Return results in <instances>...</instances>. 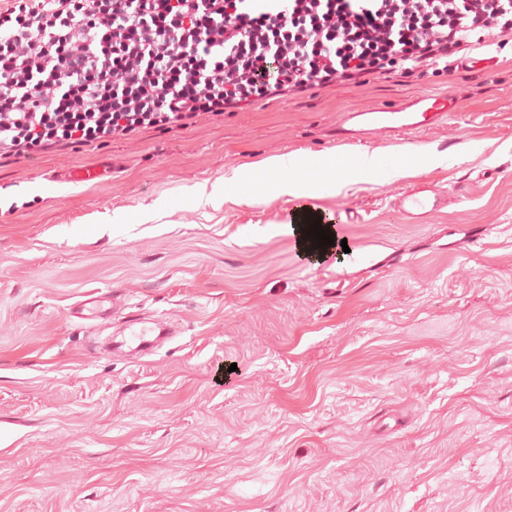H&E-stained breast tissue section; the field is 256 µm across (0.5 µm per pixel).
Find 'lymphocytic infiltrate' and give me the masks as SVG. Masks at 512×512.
I'll list each match as a JSON object with an SVG mask.
<instances>
[{
  "label": "lymphocytic infiltrate",
  "mask_w": 512,
  "mask_h": 512,
  "mask_svg": "<svg viewBox=\"0 0 512 512\" xmlns=\"http://www.w3.org/2000/svg\"><path fill=\"white\" fill-rule=\"evenodd\" d=\"M512 0H5L0 157L91 145L336 81L452 64Z\"/></svg>",
  "instance_id": "obj_1"
}]
</instances>
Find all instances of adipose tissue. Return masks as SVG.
I'll return each mask as SVG.
<instances>
[{
  "label": "adipose tissue",
  "instance_id": "1",
  "mask_svg": "<svg viewBox=\"0 0 512 512\" xmlns=\"http://www.w3.org/2000/svg\"><path fill=\"white\" fill-rule=\"evenodd\" d=\"M356 169H348L341 157L324 156L304 160L298 166L293 178L285 182L275 181L274 175L288 160L282 156H271L261 160V168L268 173L269 179L263 183L245 182L239 184L237 192L247 202L270 196H287L295 200L313 198L317 195V188L321 182L327 180L341 181L352 177L353 174L368 175L376 167L374 155L361 152L356 157Z\"/></svg>",
  "mask_w": 512,
  "mask_h": 512
}]
</instances>
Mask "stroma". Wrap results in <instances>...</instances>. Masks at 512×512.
<instances>
[{"label":"stroma","instance_id":"1","mask_svg":"<svg viewBox=\"0 0 512 512\" xmlns=\"http://www.w3.org/2000/svg\"><path fill=\"white\" fill-rule=\"evenodd\" d=\"M480 54L1 159L0 512H512V36ZM452 89L310 199L348 252L301 260L288 198L197 201L336 150L344 111ZM425 187L443 205L409 223L394 200ZM94 289L116 302L71 316ZM157 318L176 336L104 353Z\"/></svg>","mask_w":512,"mask_h":512}]
</instances>
